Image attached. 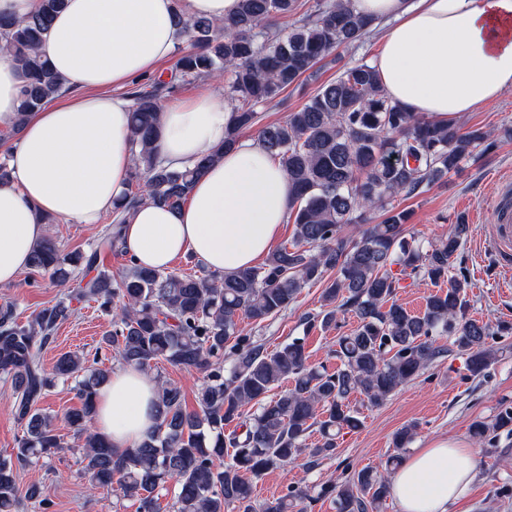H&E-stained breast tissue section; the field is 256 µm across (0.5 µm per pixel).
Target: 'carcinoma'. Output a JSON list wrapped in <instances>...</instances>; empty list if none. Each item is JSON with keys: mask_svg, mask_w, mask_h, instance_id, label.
I'll use <instances>...</instances> for the list:
<instances>
[{"mask_svg": "<svg viewBox=\"0 0 512 512\" xmlns=\"http://www.w3.org/2000/svg\"><path fill=\"white\" fill-rule=\"evenodd\" d=\"M64 6L65 0H39L37 10L21 20L0 18V49L24 78L23 113L38 111L63 88L39 47ZM296 9L297 0H239L237 13L222 23L175 14L193 49L177 60L172 74L182 82L224 80L225 95L237 102L227 142L255 128L261 145L287 171L292 242L263 265L232 275L178 274L131 261L116 276L97 269L100 251L124 253L122 225L136 204L150 200L180 209L212 161L203 157L180 170L158 156L168 82L157 79L128 92L133 167L100 249L63 254L48 239L30 260L33 270L59 285L73 280L77 269L85 275L27 324L17 322L11 306L0 308V373L10 378L14 416L23 426L17 448L0 459V512H17L24 500L41 512L51 506L41 484L19 492L16 473L63 447L53 418L37 408L60 383H72L81 399L67 419L85 448L92 488L115 489L139 502V512H155L157 492L172 480L176 512H257L253 480L302 456L315 465L335 453L343 431L360 427L351 396L380 406L447 352L465 358L474 377L495 362L489 339L509 327L493 331L470 317L473 285L466 275L451 272L470 226L460 221L444 238L409 240L406 213L385 208L392 198L424 191L458 171L466 158L491 148V133L406 111L386 96L366 62L345 68L283 120L262 123L259 107L374 26L354 12L350 0H315L300 25L280 30L277 21ZM377 207L385 209L380 223L347 234ZM394 265L402 275L444 288L414 314L396 299L400 278ZM317 284L324 285L322 310L304 317L306 330L335 327L340 313L358 322L336 339V370L309 362L304 336L270 352L238 328L244 318L261 324L287 311L301 288ZM75 301H94L112 313V331L93 358L64 353L48 372L43 351L75 316ZM443 337L446 347L439 344ZM110 354L142 370L165 361L202 373L196 408L187 410L181 388L161 381L156 429L134 448H113L92 428L95 396L107 378L97 364ZM288 380L291 386L271 394ZM249 405L256 410L247 414ZM415 430L410 424L394 434L388 460L393 467L402 462ZM313 432L318 437L309 444ZM470 432L477 445H495L502 433L512 434V406L472 422ZM389 488L385 475L364 469L343 484L324 487L321 495L332 499L336 512H374ZM307 497L292 489L263 512H295Z\"/></svg>", "mask_w": 512, "mask_h": 512, "instance_id": "cac0c4a2", "label": "carcinoma"}]
</instances>
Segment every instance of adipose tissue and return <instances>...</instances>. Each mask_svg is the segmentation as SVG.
I'll return each instance as SVG.
<instances>
[{
  "label": "adipose tissue",
  "instance_id": "obj_1",
  "mask_svg": "<svg viewBox=\"0 0 512 512\" xmlns=\"http://www.w3.org/2000/svg\"><path fill=\"white\" fill-rule=\"evenodd\" d=\"M239 0H67L40 51L65 95L22 114L23 75L0 55V133L10 178L0 183V284L16 282L52 216L97 224L121 195L133 164L130 103L123 91L153 76L187 46L173 12L224 20ZM390 22L373 65L387 96L431 118L494 103L512 88V0H351ZM233 114L218 90L164 103L156 142L175 168L209 156L187 203L172 211L145 201L123 227L140 266L165 270L181 256L231 274L268 254L287 219L291 186L256 140L225 147ZM155 379L118 368L98 390L96 431L131 448L157 424ZM476 453L450 439L416 448L391 480L400 512H452L477 474Z\"/></svg>",
  "mask_w": 512,
  "mask_h": 512
}]
</instances>
